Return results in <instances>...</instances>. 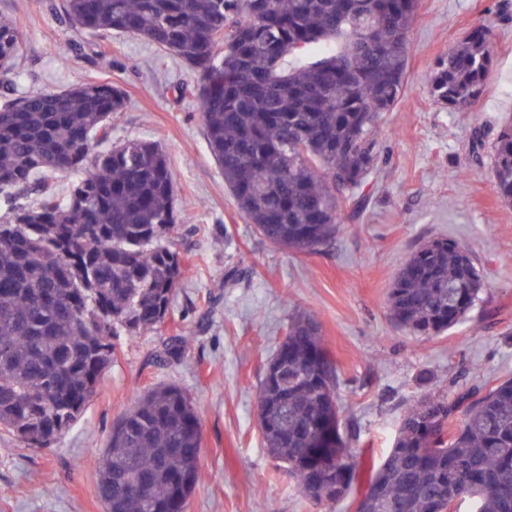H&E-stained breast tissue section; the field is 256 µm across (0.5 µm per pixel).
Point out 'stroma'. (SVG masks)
I'll use <instances>...</instances> for the list:
<instances>
[{"instance_id":"obj_1","label":"stroma","mask_w":512,"mask_h":512,"mask_svg":"<svg viewBox=\"0 0 512 512\" xmlns=\"http://www.w3.org/2000/svg\"><path fill=\"white\" fill-rule=\"evenodd\" d=\"M48 2L0 0V17L23 34L18 91L105 80L125 92L112 138H148L166 152L179 209L173 248L189 275L163 323L120 337L71 430L47 448L0 433V512H105L91 462L113 423L157 384L182 388L201 419L202 480L187 512H352L305 498L257 424L260 382L293 307L318 321L345 381L341 432L364 478L421 394L512 377V206L489 173V146L512 123V0H419L404 93L382 116L378 170L364 187L368 205L331 246L307 255L263 242L240 214L208 149L200 102L185 92L194 81L186 64L136 38L74 32ZM480 24L493 70L473 111H448L429 95L431 70ZM434 237L464 246L486 288L463 323L420 337L389 320L387 293L410 253ZM231 270L239 279L228 288ZM179 336L190 343L176 353Z\"/></svg>"}]
</instances>
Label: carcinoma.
I'll list each match as a JSON object with an SVG mask.
<instances>
[{
    "instance_id": "obj_1",
    "label": "carcinoma",
    "mask_w": 512,
    "mask_h": 512,
    "mask_svg": "<svg viewBox=\"0 0 512 512\" xmlns=\"http://www.w3.org/2000/svg\"><path fill=\"white\" fill-rule=\"evenodd\" d=\"M418 0H60L69 27L155 45L197 76L209 151L259 237L295 254L330 243L361 208L382 114L404 93L407 30ZM22 36L0 20V86L12 90ZM324 56L288 69V59ZM493 67L474 28L440 59L428 91L454 112L482 97ZM127 105L109 82L28 88L0 104V194H36L0 222V431L47 448L84 415L112 366V338L162 323L186 273L168 245L177 227L167 155L154 141L110 143ZM69 178L67 191L57 181ZM490 177L512 204V123L490 152ZM485 281L456 241L432 239L388 291L391 319L415 336L462 323ZM288 381H261L269 454L296 463L303 494L337 504L346 460L341 382L318 323L288 313ZM288 401V420L276 418ZM201 421L174 385L139 395L95 461L106 512H182L201 479ZM147 488L143 499L127 493ZM379 488L373 494L371 489ZM358 512H512V378L484 389L426 392L404 413Z\"/></svg>"
}]
</instances>
